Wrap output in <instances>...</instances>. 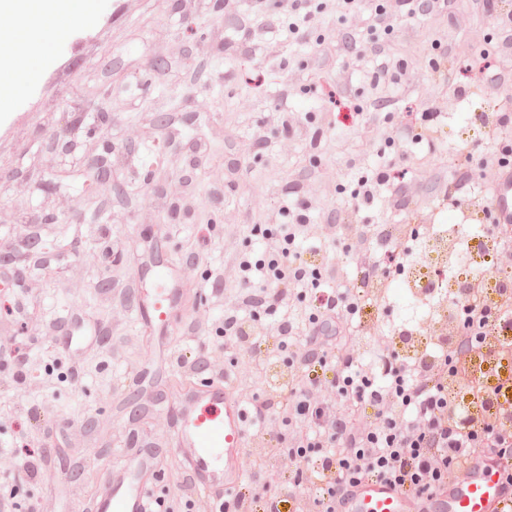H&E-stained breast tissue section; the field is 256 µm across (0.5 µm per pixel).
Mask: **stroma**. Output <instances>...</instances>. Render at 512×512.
<instances>
[{"label":"stroma","mask_w":512,"mask_h":512,"mask_svg":"<svg viewBox=\"0 0 512 512\" xmlns=\"http://www.w3.org/2000/svg\"><path fill=\"white\" fill-rule=\"evenodd\" d=\"M94 19L75 27L52 47L48 65H21L13 74L19 95L0 109V248L14 247L28 225L45 215L56 218L50 235L64 237L65 255L56 268L34 273L30 286L38 320L27 323L16 307L19 289L13 272L0 268V453L28 450L38 467L35 476L19 471L0 475V499L14 512H78L67 486L79 483L84 497L97 491L103 473L120 464L119 445L131 429L163 435L171 423L173 398H165L145 420L129 421L122 401L124 385L142 370L165 380L179 373L183 355L223 352L225 359L246 363L223 334L209 332L191 342L185 333L198 320L221 322L231 294L214 296L210 275L224 263V236L233 234L240 247L260 254L257 226L280 206H300L316 192L319 180L335 181L337 194L308 211L309 223H322L323 211L336 219L354 214L359 224H395L407 212H383L373 203L350 212L347 200L358 176L347 162L360 156L364 169H385L404 192L423 186V200L439 206L443 184L451 182L469 194L482 188L477 165L458 169L450 155L475 150L483 132L467 129L472 112L497 111L479 84L500 66L504 34L477 0H448L441 15L419 9L386 35L369 33L363 15H341L324 9L318 32L331 57L318 68L315 38L293 40L280 29L269 37L281 41L279 57L247 50L256 13L285 16L286 0H97ZM388 45L406 67L410 83L402 88L374 87L369 68L353 72L348 90L335 85L352 47ZM459 55L450 71V86L464 91L463 106L445 112V126L435 143L412 144V159L396 157L393 148L368 136L370 121L390 122L420 133L422 115L433 95L430 61L445 51ZM171 62L154 71L157 56ZM306 78L285 90L287 74ZM112 110L110 125H101L96 108ZM303 123L298 135L265 126L271 109ZM193 112L192 127H179L183 145L172 155L162 136L140 138L145 113ZM335 118L323 130L324 116ZM78 120L71 138L79 147L108 142L118 176L134 198L133 209L98 211V191L89 186L75 156L49 151L50 140L67 121ZM322 138H314L315 130ZM166 168L165 194L155 191L153 172ZM54 177L61 190L53 197L38 188ZM161 238L162 251L145 249L143 240ZM175 269L186 304L179 323L148 333L136 303L101 294L98 282L113 277L119 287L146 292L156 281L158 264ZM61 323L72 335L91 337L78 351L44 337L46 324ZM107 328L108 343L95 342ZM25 375L22 385L13 376ZM101 422L96 435L85 436L87 421ZM111 439L102 447L101 438ZM54 495H47V485Z\"/></svg>","instance_id":"35a3bbf8"}]
</instances>
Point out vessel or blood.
Masks as SVG:
<instances>
[{
  "label": "vessel or blood",
  "instance_id": "vessel-or-blood-1",
  "mask_svg": "<svg viewBox=\"0 0 512 512\" xmlns=\"http://www.w3.org/2000/svg\"><path fill=\"white\" fill-rule=\"evenodd\" d=\"M490 208L501 223L512 224V169L503 171ZM169 272L158 275L161 291L140 301L144 322L167 328L182 303L181 292L168 284ZM246 409L223 376L186 378L172 413L173 434L168 442L172 457L148 455L142 438L127 441L122 462L107 471L97 495L82 504L81 512H150L152 490L169 463L183 467L196 499L210 507L223 505L245 480L241 460L248 446ZM512 502V486L503 482L491 461L472 459L462 480L425 496L372 479L352 487L342 512H502Z\"/></svg>",
  "mask_w": 512,
  "mask_h": 512
}]
</instances>
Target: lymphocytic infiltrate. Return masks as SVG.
Instances as JSON below:
<instances>
[{
  "label": "lymphocytic infiltrate",
  "mask_w": 512,
  "mask_h": 512,
  "mask_svg": "<svg viewBox=\"0 0 512 512\" xmlns=\"http://www.w3.org/2000/svg\"><path fill=\"white\" fill-rule=\"evenodd\" d=\"M343 2L367 11L388 34L419 7L417 0ZM486 87L502 109L478 162L498 171L512 153V72L500 69ZM389 181L384 171L360 178L352 208L379 197L387 209L400 210L404 195ZM311 207L307 200L295 216L283 209L270 214L260 257L228 243L214 273L215 282L231 284L242 298L224 309V336L248 357L247 369L232 371L233 386L261 377L277 350L288 369L287 392L249 402L255 446L247 453V483L225 502L226 512H339L350 487L364 479L426 495L462 479L475 457L497 459L512 485V386L503 379L486 385L470 370L477 357L498 365L512 357V344H490L512 325V226H492V269L506 286L496 306L487 304L485 274L474 273L452 297L463 316L438 337L432 361L413 367L388 359L381 341L377 352L387 359L381 367L362 357L361 341L371 331L353 318L368 294L345 284V267L354 265L366 282L395 276L412 258L409 244L380 242L374 225L338 224L329 214L323 223H308ZM308 242L319 259H304ZM336 244L345 260L327 254ZM248 306L271 316L275 350L264 349L265 332L245 314ZM460 389L475 396L473 410L458 403Z\"/></svg>",
  "instance_id": "lymphocytic-infiltrate-1"
}]
</instances>
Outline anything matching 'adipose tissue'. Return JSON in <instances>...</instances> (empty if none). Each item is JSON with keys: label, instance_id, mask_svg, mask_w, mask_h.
I'll return each instance as SVG.
<instances>
[{"label": "adipose tissue", "instance_id": "ef3b65f1", "mask_svg": "<svg viewBox=\"0 0 512 512\" xmlns=\"http://www.w3.org/2000/svg\"><path fill=\"white\" fill-rule=\"evenodd\" d=\"M96 11V0H0V15L16 17L20 25L0 30V43L22 47L23 57L0 54V77L12 72L20 60L40 62L49 43L61 41L67 28L88 20Z\"/></svg>", "mask_w": 512, "mask_h": 512}]
</instances>
